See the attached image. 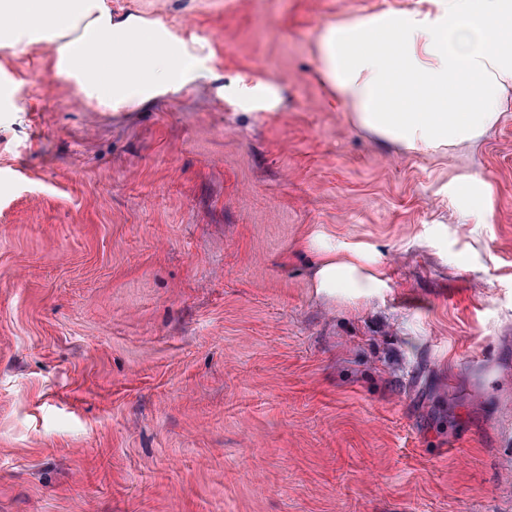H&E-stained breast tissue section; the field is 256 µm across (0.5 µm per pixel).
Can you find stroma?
<instances>
[{"label":"stroma","instance_id":"stroma-1","mask_svg":"<svg viewBox=\"0 0 512 512\" xmlns=\"http://www.w3.org/2000/svg\"><path fill=\"white\" fill-rule=\"evenodd\" d=\"M388 10L436 6L112 0L224 77L136 112L0 48V512H512V111L359 126L317 40ZM355 253L384 287L319 291Z\"/></svg>","mask_w":512,"mask_h":512}]
</instances>
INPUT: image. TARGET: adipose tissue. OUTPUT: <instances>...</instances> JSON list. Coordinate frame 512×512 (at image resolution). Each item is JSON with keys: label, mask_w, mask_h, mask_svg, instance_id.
Masks as SVG:
<instances>
[{"label": "adipose tissue", "mask_w": 512, "mask_h": 512, "mask_svg": "<svg viewBox=\"0 0 512 512\" xmlns=\"http://www.w3.org/2000/svg\"><path fill=\"white\" fill-rule=\"evenodd\" d=\"M48 44L89 106L135 111L219 74L162 20L110 0H0V47ZM320 72L356 121L413 151L476 142L512 106V0H440L434 17L385 11L324 28ZM320 291L380 287L361 258L323 259Z\"/></svg>", "instance_id": "ef3b65f1"}]
</instances>
